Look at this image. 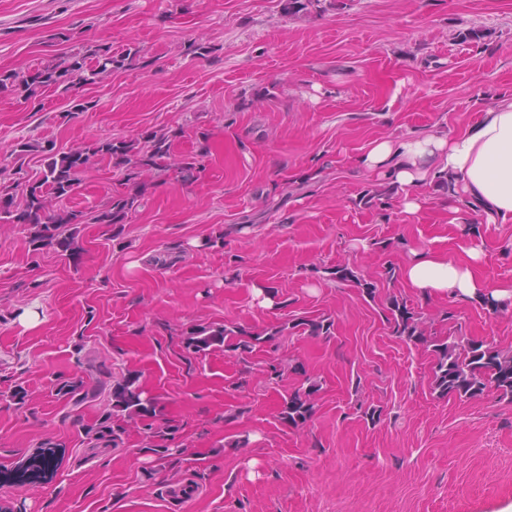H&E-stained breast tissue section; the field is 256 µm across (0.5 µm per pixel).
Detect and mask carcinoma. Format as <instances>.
I'll use <instances>...</instances> for the list:
<instances>
[{
	"label": "carcinoma",
	"instance_id": "carcinoma-1",
	"mask_svg": "<svg viewBox=\"0 0 512 512\" xmlns=\"http://www.w3.org/2000/svg\"><path fill=\"white\" fill-rule=\"evenodd\" d=\"M94 55L102 60L100 71L107 66L122 68L134 60L138 52H126L116 56L111 47L101 46ZM87 71L86 57L73 55L63 64L48 66L32 75L18 72L0 73V93H21L27 101H34L44 87H64L69 92L81 80ZM150 149L143 153L129 140L106 141L93 149H71L55 151L53 147L42 148L45 153V169L42 177L25 182L22 189L23 203L16 204L13 194H0V223L26 224L30 230V244L34 249L52 247L59 255L72 261L80 258L77 243V230L73 226L84 223L80 211L53 209V203L67 199L79 184V173L92 164L97 155H107L116 167L124 172L125 184L131 186L129 192L112 196L104 209L93 218L96 224L112 225L113 235L122 233V226L129 213L136 210L143 197L145 185L138 182L140 170L155 167L166 171L169 164L165 159L170 155V139L166 135L150 136ZM70 227L67 234L62 228ZM334 275L342 281L360 283L366 294L375 297V288L368 282H360L353 271L346 266L335 268ZM387 322L393 332L410 341L432 344L434 353L433 378L435 389L441 396H457L473 399L492 389L499 397L512 400V351H503L482 342L468 340L464 343L456 340H441L428 333L425 322L421 320L406 302L396 298L390 300ZM298 327L311 336L329 335L331 324L317 319L300 318L291 325H282L273 332L253 334L237 326H224L216 329L198 328L190 333L187 346L196 352L205 351L215 345L235 351L251 353L255 348L272 343L284 333ZM73 405L77 406L86 399L108 397L112 402V412L94 427L86 430L93 447L118 448L123 444L125 426L119 420L146 418L144 427L154 429V422L161 416L158 401L145 395L135 376L125 377L115 383L101 380L88 389L79 379L67 385ZM318 388L311 382L305 388H298L284 398L281 419L293 426L309 421L315 413L314 396Z\"/></svg>",
	"mask_w": 512,
	"mask_h": 512
}]
</instances>
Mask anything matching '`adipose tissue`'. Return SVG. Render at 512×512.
<instances>
[{"label":"adipose tissue","instance_id":"ef3b65f1","mask_svg":"<svg viewBox=\"0 0 512 512\" xmlns=\"http://www.w3.org/2000/svg\"><path fill=\"white\" fill-rule=\"evenodd\" d=\"M357 164L399 186L408 214H418L423 207L412 187L431 177L446 179L451 195L462 200L448 209L449 223L467 228L457 256L433 249L415 252L401 269L407 285L451 300L512 305V280L481 274L483 243L471 228L477 218L485 224L512 222V97L499 100L463 133L382 139L358 157Z\"/></svg>","mask_w":512,"mask_h":512}]
</instances>
